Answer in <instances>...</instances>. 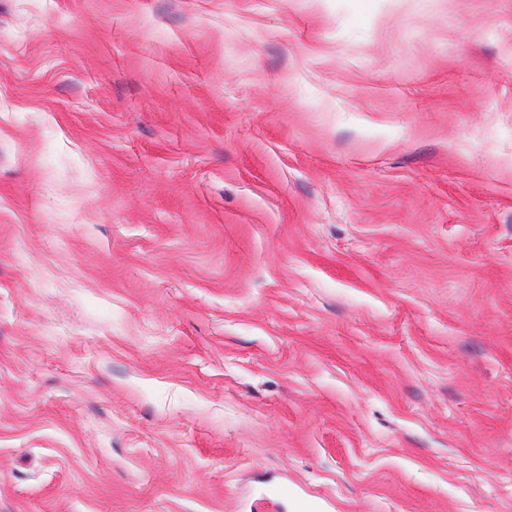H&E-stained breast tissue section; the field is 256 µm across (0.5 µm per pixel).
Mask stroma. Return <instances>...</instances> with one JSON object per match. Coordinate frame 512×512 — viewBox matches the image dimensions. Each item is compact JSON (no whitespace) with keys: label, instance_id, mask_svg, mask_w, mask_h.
I'll return each mask as SVG.
<instances>
[{"label":"stroma","instance_id":"1","mask_svg":"<svg viewBox=\"0 0 512 512\" xmlns=\"http://www.w3.org/2000/svg\"><path fill=\"white\" fill-rule=\"evenodd\" d=\"M512 512V0H0V512Z\"/></svg>","mask_w":512,"mask_h":512}]
</instances>
